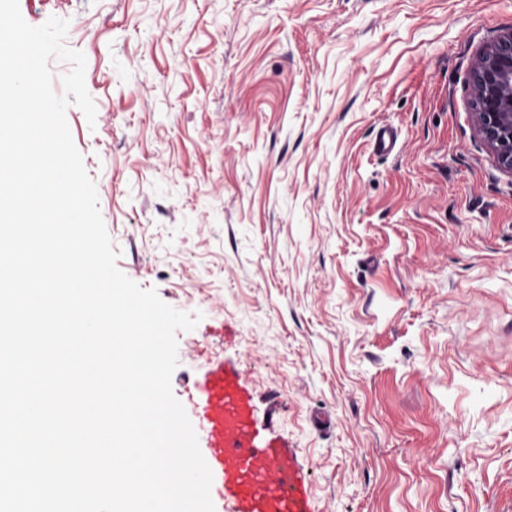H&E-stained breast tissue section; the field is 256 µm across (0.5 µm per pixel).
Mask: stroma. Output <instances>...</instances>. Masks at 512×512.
<instances>
[{
	"label": "stroma",
	"instance_id": "1",
	"mask_svg": "<svg viewBox=\"0 0 512 512\" xmlns=\"http://www.w3.org/2000/svg\"><path fill=\"white\" fill-rule=\"evenodd\" d=\"M68 20L66 113L118 268L238 363L314 512H512V173L471 75L512 0H19ZM399 133L373 150L379 125Z\"/></svg>",
	"mask_w": 512,
	"mask_h": 512
}]
</instances>
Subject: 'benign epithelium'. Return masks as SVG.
<instances>
[{
    "mask_svg": "<svg viewBox=\"0 0 512 512\" xmlns=\"http://www.w3.org/2000/svg\"><path fill=\"white\" fill-rule=\"evenodd\" d=\"M472 81L478 133L499 166L512 173V32L482 53Z\"/></svg>",
    "mask_w": 512,
    "mask_h": 512,
    "instance_id": "benign-epithelium-1",
    "label": "benign epithelium"
}]
</instances>
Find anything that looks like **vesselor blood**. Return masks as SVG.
<instances>
[{
	"label": "vessel or blood",
	"instance_id": "1",
	"mask_svg": "<svg viewBox=\"0 0 512 512\" xmlns=\"http://www.w3.org/2000/svg\"><path fill=\"white\" fill-rule=\"evenodd\" d=\"M202 398L204 459L224 512H313L308 468L288 438L257 419L242 371L212 367Z\"/></svg>",
	"mask_w": 512,
	"mask_h": 512
}]
</instances>
